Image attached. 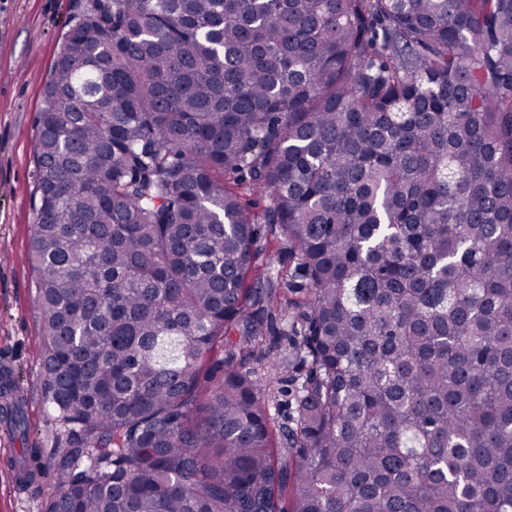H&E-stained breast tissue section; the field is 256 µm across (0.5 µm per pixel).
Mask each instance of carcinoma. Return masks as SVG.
<instances>
[{"mask_svg": "<svg viewBox=\"0 0 512 512\" xmlns=\"http://www.w3.org/2000/svg\"><path fill=\"white\" fill-rule=\"evenodd\" d=\"M37 130L41 512H512V0H86ZM258 233V247L260 248L259 254L256 259V264L261 268L267 264H272L283 268V279L280 282L278 292V302L265 314L263 341L265 344L270 343L278 344L283 352L288 354V367L269 370L266 378L263 381V388L266 392L272 393L275 400L279 405L280 418L279 422L285 423L288 427L296 429V421L293 420L294 413V389L297 378L305 374V366L298 358L294 356V345L291 340H296L294 336L287 338L279 336L277 333L278 328H281L282 322L288 320V324L294 321V324L300 323L302 320V312L305 307L301 304L303 301V292H291L288 289V283L291 279L294 266L287 258V246L284 245L275 235V230L270 224H257ZM288 276H285V275ZM270 314L273 316V322L270 324Z\"/></svg>", "mask_w": 512, "mask_h": 512, "instance_id": "carcinoma-1", "label": "carcinoma"}]
</instances>
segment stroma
Masks as SVG:
<instances>
[{
  "mask_svg": "<svg viewBox=\"0 0 512 512\" xmlns=\"http://www.w3.org/2000/svg\"><path fill=\"white\" fill-rule=\"evenodd\" d=\"M76 0H0V373L19 384L27 425L19 436L0 422V512H40L54 488V475L21 474L23 451L52 454L64 440L45 407L41 380L42 333L35 272L28 262L36 219L38 170L36 118ZM303 295L280 283L279 297L265 324V343L278 344L288 365L263 381L280 409L281 422L295 427V382L305 366L290 340L279 336L283 321L301 322Z\"/></svg>",
  "mask_w": 512,
  "mask_h": 512,
  "instance_id": "stroma-1",
  "label": "stroma"
}]
</instances>
